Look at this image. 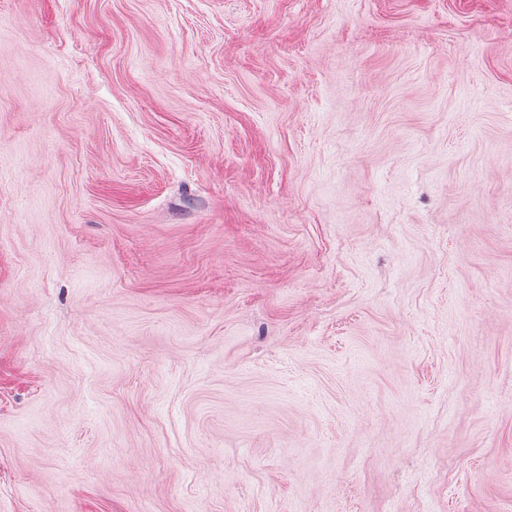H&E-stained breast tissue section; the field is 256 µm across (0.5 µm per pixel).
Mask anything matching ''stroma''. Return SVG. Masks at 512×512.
Returning <instances> with one entry per match:
<instances>
[{
    "mask_svg": "<svg viewBox=\"0 0 512 512\" xmlns=\"http://www.w3.org/2000/svg\"><path fill=\"white\" fill-rule=\"evenodd\" d=\"M0 512H512V0H0Z\"/></svg>",
    "mask_w": 512,
    "mask_h": 512,
    "instance_id": "1",
    "label": "stroma"
}]
</instances>
